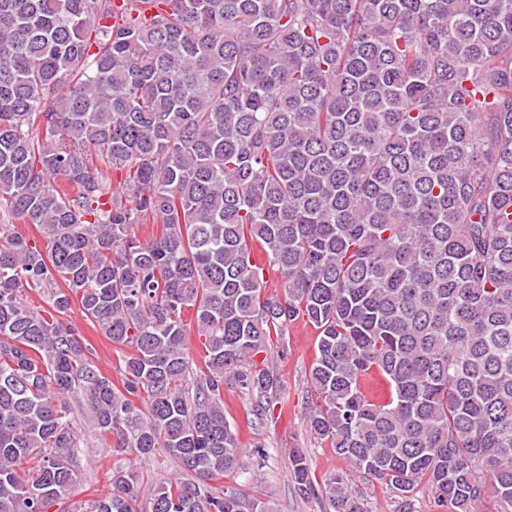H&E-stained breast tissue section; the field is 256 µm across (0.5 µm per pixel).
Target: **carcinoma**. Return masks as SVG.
I'll use <instances>...</instances> for the list:
<instances>
[{"instance_id":"1","label":"carcinoma","mask_w":512,"mask_h":512,"mask_svg":"<svg viewBox=\"0 0 512 512\" xmlns=\"http://www.w3.org/2000/svg\"><path fill=\"white\" fill-rule=\"evenodd\" d=\"M122 2L0 0V512L70 496L79 390L99 436L190 479L142 506L129 462L73 512H271L213 486L246 467L224 387L266 416L279 379L249 359L301 316L311 435L398 512L422 481L457 512L489 488L512 504V0ZM75 298L120 383L68 323ZM290 465L300 495L363 512L343 476Z\"/></svg>"}]
</instances>
